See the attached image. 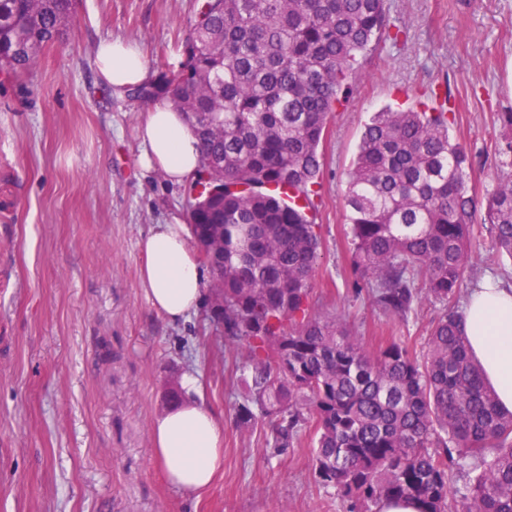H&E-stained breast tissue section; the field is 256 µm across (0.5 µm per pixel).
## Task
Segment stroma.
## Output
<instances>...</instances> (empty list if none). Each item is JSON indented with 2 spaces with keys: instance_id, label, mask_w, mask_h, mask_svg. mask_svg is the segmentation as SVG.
<instances>
[{
  "instance_id": "35a3bbf8",
  "label": "stroma",
  "mask_w": 512,
  "mask_h": 512,
  "mask_svg": "<svg viewBox=\"0 0 512 512\" xmlns=\"http://www.w3.org/2000/svg\"><path fill=\"white\" fill-rule=\"evenodd\" d=\"M406 40L379 43L364 77L333 112L322 146L323 200L313 298L369 349L422 348L440 306L402 321L350 290L344 194L364 124L391 106L456 104L452 136L474 156L471 185L495 183L497 115L512 110V0H386ZM195 0H80L70 33L27 75L0 77V512H339L312 478L309 436L281 452L235 425L239 390L201 336L202 312L173 325L138 284V241L186 220L187 184L139 164L145 104L97 77L104 38L138 41L152 73L177 64ZM469 295L481 277L512 284L481 234ZM198 379L224 423V469L184 497L154 459L150 429L173 380Z\"/></svg>"
}]
</instances>
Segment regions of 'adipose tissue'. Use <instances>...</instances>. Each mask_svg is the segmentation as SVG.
<instances>
[{"label":"adipose tissue","mask_w":512,"mask_h":512,"mask_svg":"<svg viewBox=\"0 0 512 512\" xmlns=\"http://www.w3.org/2000/svg\"><path fill=\"white\" fill-rule=\"evenodd\" d=\"M100 81L120 94L149 78V62L133 40L106 38L94 48ZM141 163L171 180H189L198 167L201 145L185 115L170 102L150 103L138 128ZM139 286L166 320L180 322L201 306L204 271L196 242L181 222L153 225L139 242ZM466 329L473 352L501 404L512 410V285L489 278L469 295ZM182 402L162 411L151 427L153 454L168 483L183 495L207 489L224 463V428L193 396L194 376L182 382Z\"/></svg>","instance_id":"ef3b65f1"}]
</instances>
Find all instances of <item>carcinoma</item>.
Returning <instances> with one entry per match:
<instances>
[{
  "label": "carcinoma",
  "instance_id": "1",
  "mask_svg": "<svg viewBox=\"0 0 512 512\" xmlns=\"http://www.w3.org/2000/svg\"><path fill=\"white\" fill-rule=\"evenodd\" d=\"M79 0H0V68L27 74L63 38ZM400 27L385 0H197L178 69L127 89L169 98L198 136L189 180L195 237L224 239L203 260L224 292L201 334L243 386L236 427L261 421L283 450L312 433L313 479L341 512H512V411L486 381L465 331L460 285L480 245L472 154L450 134V98L382 109L364 125L345 194L351 286L403 321L443 306L423 354L405 339L369 350L311 302L331 112L363 77L359 59ZM498 178L486 197L492 249L512 259V112L498 114ZM224 303V330L212 332Z\"/></svg>",
  "mask_w": 512,
  "mask_h": 512
}]
</instances>
